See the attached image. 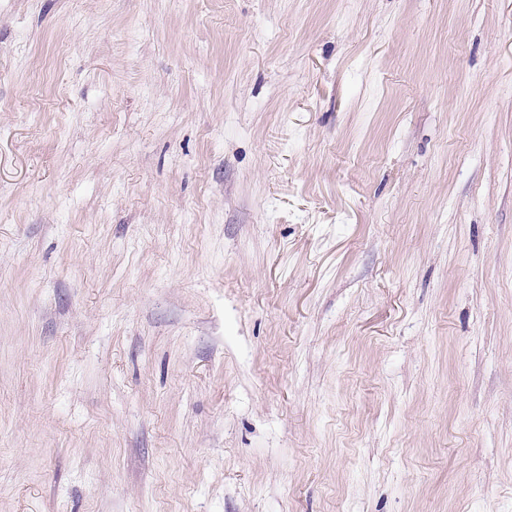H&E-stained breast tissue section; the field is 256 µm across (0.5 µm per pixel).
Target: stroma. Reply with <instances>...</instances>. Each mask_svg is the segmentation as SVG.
Listing matches in <instances>:
<instances>
[{
    "instance_id": "35a3bbf8",
    "label": "stroma",
    "mask_w": 512,
    "mask_h": 512,
    "mask_svg": "<svg viewBox=\"0 0 512 512\" xmlns=\"http://www.w3.org/2000/svg\"><path fill=\"white\" fill-rule=\"evenodd\" d=\"M0 512H512V0H0Z\"/></svg>"
}]
</instances>
